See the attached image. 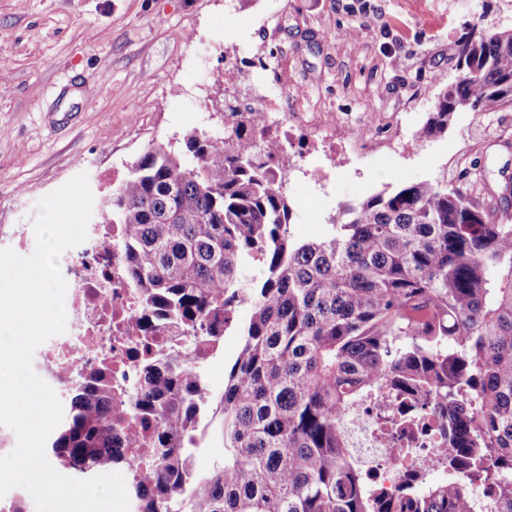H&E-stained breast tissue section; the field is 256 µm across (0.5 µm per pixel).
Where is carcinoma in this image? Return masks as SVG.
Masks as SVG:
<instances>
[{"mask_svg": "<svg viewBox=\"0 0 512 512\" xmlns=\"http://www.w3.org/2000/svg\"><path fill=\"white\" fill-rule=\"evenodd\" d=\"M456 67L422 141L458 112L512 106V29L471 27ZM261 127L148 147L92 216L121 226L143 310L167 309L216 350L224 330L241 336L224 370V467L190 464L208 403L190 354L132 393L77 385L50 454L75 476L111 468L115 402L157 422L160 471L130 487L135 512H512V214L439 177L339 203L320 239L301 240ZM253 265L261 281L243 288ZM387 388L412 409L398 426L439 428L445 480L421 467L388 490L351 457L344 414Z\"/></svg>", "mask_w": 512, "mask_h": 512, "instance_id": "obj_1", "label": "carcinoma"}]
</instances>
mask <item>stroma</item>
<instances>
[{
  "instance_id": "1",
  "label": "stroma",
  "mask_w": 512,
  "mask_h": 512,
  "mask_svg": "<svg viewBox=\"0 0 512 512\" xmlns=\"http://www.w3.org/2000/svg\"><path fill=\"white\" fill-rule=\"evenodd\" d=\"M475 25L512 29V0H0V249L74 176L108 191L149 144L209 127L225 61L261 42L294 111L361 119L343 166L290 191L296 235L321 237L337 202L443 174L491 202L512 173V108L412 142Z\"/></svg>"
}]
</instances>
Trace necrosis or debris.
<instances>
[{"mask_svg": "<svg viewBox=\"0 0 512 512\" xmlns=\"http://www.w3.org/2000/svg\"><path fill=\"white\" fill-rule=\"evenodd\" d=\"M296 124L310 126L315 139L334 143L336 150L344 145L335 123H309L303 113L289 111L284 99L266 113L265 137L287 149ZM336 150L328 155L334 165L340 161ZM119 234L116 225H88L86 240L61 255L59 267L67 283L66 330L41 344L35 366L36 374L53 388L60 401H68L73 385L89 380L106 357L112 360L113 383L141 384V352L146 345L161 360L189 351L198 362L208 365L216 356L205 343L166 324H154L152 333H145L138 290L122 276L123 258L114 245ZM397 409V399L387 392L349 414L347 424L365 473L376 476L388 488L397 486L416 462L430 456L422 431L405 429L393 438L379 434L378 424L393 420ZM117 426L126 448L124 472L128 480L149 476L155 469V456L149 444L148 422L127 411Z\"/></svg>", "mask_w": 512, "mask_h": 512, "instance_id": "1", "label": "necrosis or debris"}]
</instances>
